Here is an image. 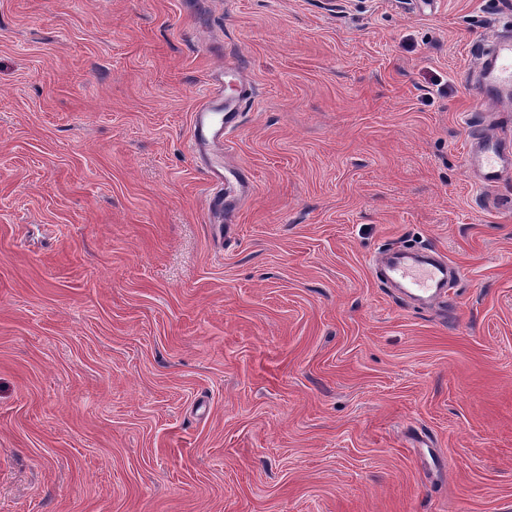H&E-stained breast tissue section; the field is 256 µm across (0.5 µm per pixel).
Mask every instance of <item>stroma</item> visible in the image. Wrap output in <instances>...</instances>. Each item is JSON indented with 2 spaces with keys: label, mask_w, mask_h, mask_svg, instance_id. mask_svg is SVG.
I'll use <instances>...</instances> for the list:
<instances>
[{
  "label": "stroma",
  "mask_w": 512,
  "mask_h": 512,
  "mask_svg": "<svg viewBox=\"0 0 512 512\" xmlns=\"http://www.w3.org/2000/svg\"><path fill=\"white\" fill-rule=\"evenodd\" d=\"M512 0H0V512H512ZM254 93L225 237L195 108ZM457 272L422 307L393 248ZM478 104L493 106L511 102L512 38L498 37L485 47L480 57L479 72L474 79ZM465 166L483 187H495L512 173V143L492 134L474 138L467 148Z\"/></svg>",
  "instance_id": "stroma-1"
}]
</instances>
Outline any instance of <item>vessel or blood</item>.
Instances as JSON below:
<instances>
[{"mask_svg":"<svg viewBox=\"0 0 512 512\" xmlns=\"http://www.w3.org/2000/svg\"><path fill=\"white\" fill-rule=\"evenodd\" d=\"M224 76L231 94H215L201 103L192 116L191 140L196 152L221 153L226 130L236 127L241 118L250 87L238 68L227 67ZM475 84L478 104L493 106L512 100L511 37L496 38L483 49ZM465 166L482 186H497L512 176V143L491 134L474 138L467 148ZM211 205L224 217L225 236H232L238 210L236 196L214 195ZM384 270L390 280L431 303L440 300L448 286V262L444 259L395 251L386 257Z\"/></svg>","mask_w":512,"mask_h":512,"instance_id":"obj_1","label":"vessel or blood"}]
</instances>
